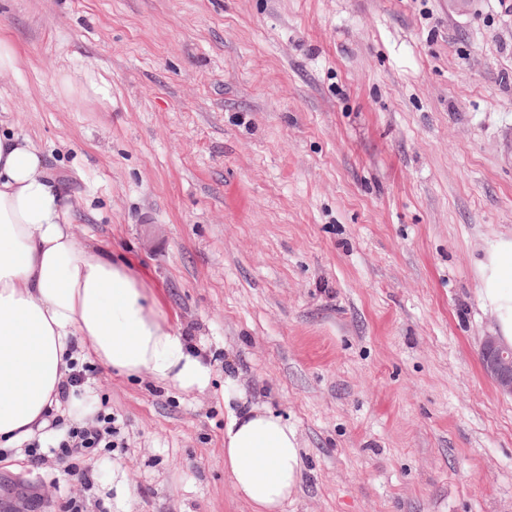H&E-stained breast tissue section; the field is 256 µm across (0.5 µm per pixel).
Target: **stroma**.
Instances as JSON below:
<instances>
[{"label": "stroma", "instance_id": "35a3bbf8", "mask_svg": "<svg viewBox=\"0 0 512 512\" xmlns=\"http://www.w3.org/2000/svg\"><path fill=\"white\" fill-rule=\"evenodd\" d=\"M0 37V131L212 373L91 364L127 448L76 459L89 486L0 462V512H251L229 378L298 432L284 512H512L477 267L512 234V0H0Z\"/></svg>", "mask_w": 512, "mask_h": 512}]
</instances>
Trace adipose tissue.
<instances>
[{"label":"adipose tissue","instance_id":"obj_1","mask_svg":"<svg viewBox=\"0 0 512 512\" xmlns=\"http://www.w3.org/2000/svg\"><path fill=\"white\" fill-rule=\"evenodd\" d=\"M63 185L29 139L0 135V447L21 454L51 414H84L86 399H58L79 353L126 375L203 390L210 369L181 332L161 322L128 266L80 246ZM493 332L512 346V235L479 265ZM224 468L254 512H282L305 462L294 427L224 386Z\"/></svg>","mask_w":512,"mask_h":512}]
</instances>
